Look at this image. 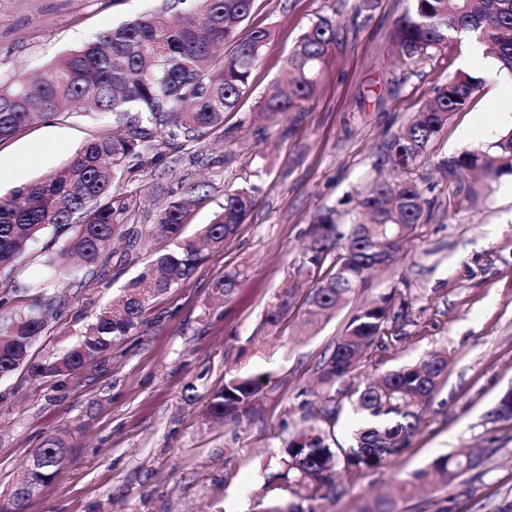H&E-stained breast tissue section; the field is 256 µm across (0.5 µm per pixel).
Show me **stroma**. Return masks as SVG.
Returning <instances> with one entry per match:
<instances>
[{
  "instance_id": "stroma-1",
  "label": "stroma",
  "mask_w": 512,
  "mask_h": 512,
  "mask_svg": "<svg viewBox=\"0 0 512 512\" xmlns=\"http://www.w3.org/2000/svg\"><path fill=\"white\" fill-rule=\"evenodd\" d=\"M183 11L182 0H0V80L38 73L112 27L143 14ZM412 0H254L243 32L271 36L248 91L224 122L200 141H175L157 164L121 178L126 226L155 223L170 201L192 197L185 231L211 221L227 188L258 186V201L223 249L178 288L154 296L142 321L103 360L77 376L36 380L25 370L0 379V491L12 489L35 450L54 435L69 448L61 474L22 512H259L256 494L282 470L285 448L322 406L318 363L357 309L394 293L389 335L361 361L345 386L417 362L433 350L448 358L418 432L386 465L359 471L341 464L332 482L304 501V512H362L396 479L440 454L492 447L483 466L444 489L421 490L401 512H493L512 500V421L490 413L512 388V173L485 184L478 197L466 178L448 173L463 152L486 150L512 127V75L492 55L469 57L453 38L444 52L415 64L392 43ZM339 37L316 94L285 116L264 115L265 93L282 80L290 52L319 19ZM482 78L468 107L454 113L424 158L407 172L431 208L395 258L323 321L297 333L303 305L278 330L262 329L271 297L290 278L312 288L306 231L322 208L353 209L357 191L393 177L389 146L435 88L459 74ZM108 113H73L22 128L0 141V194L62 170L87 141L113 132ZM156 234L146 248L113 245L106 276L59 282L69 300L62 319L36 346L60 349L151 259L164 252ZM233 273L237 285H213ZM271 372V389L242 423L215 424L210 394L230 368Z\"/></svg>"
}]
</instances>
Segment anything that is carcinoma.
<instances>
[{"label": "carcinoma", "mask_w": 512, "mask_h": 512, "mask_svg": "<svg viewBox=\"0 0 512 512\" xmlns=\"http://www.w3.org/2000/svg\"><path fill=\"white\" fill-rule=\"evenodd\" d=\"M253 0H195V5L173 24L160 13L122 24L94 41L60 57L41 75L17 76L0 83V140L14 136L38 120L67 115L79 104L112 113L127 129L125 136H100L86 142L63 171L37 182L13 188L0 196V273L11 274L29 244L50 232L62 239L61 250L47 247L43 266L49 276L28 282L0 300V378L24 368L37 378L78 374L90 361L112 351L115 342L140 322L150 295L178 287L205 259L204 250H216L232 239L257 202L254 186L229 188L212 221L194 236L184 234L191 200L172 201L156 224L141 230L148 239L158 230L171 248L155 255L143 271L112 302L97 313L76 340L45 359L36 358L33 345L61 319L67 299L53 284L73 275L60 261L68 253L87 271L106 273L112 239L124 235L121 222L127 205L116 188L130 162L142 157L144 143L157 129L171 139L200 140L224 122L249 88L269 32L237 34L248 18ZM469 32L495 56L499 71L512 74V0H413L412 10L396 23L394 38L406 64H415L448 45L453 33ZM336 42V26L319 20L299 39L288 57L289 90L273 88L264 111L272 118L287 114L299 101L313 97L321 68ZM230 46L218 55L216 45ZM480 79L462 74L437 86L412 121L391 143V164L412 166L428 151L450 117L467 108ZM489 153L466 151L448 163V173L492 181L512 172V129L495 141ZM364 218L349 225L340 222L334 208L315 215L308 231V263L325 274L305 298L308 317L301 323L315 333L375 272L391 262L399 244L421 223L428 201L420 186L409 179L376 181L358 200ZM28 305H9L18 298ZM394 295H382L360 307L338 337L319 371L322 387L320 418L298 429L288 441L282 472L262 486L261 512H304L300 502L312 499L329 484L336 466L344 463L360 471L375 470L407 446L419 429L423 413L438 390L447 360L430 352L418 364L403 365L358 386L353 406L359 416L351 445L332 447L331 425L336 422L333 389L354 377L364 354L389 333ZM295 308V295L283 288L268 303L263 327L274 330ZM272 383V374L241 369L224 377V384L208 401L215 421H239L253 413L255 403ZM66 441L51 436L36 450L24 481L0 505V512H21L58 474L66 460ZM483 464V456L459 450L433 459L425 468L394 483L391 492L373 500L364 512H399V503L428 484L448 485ZM292 501L278 504L279 492Z\"/></svg>", "instance_id": "1"}]
</instances>
